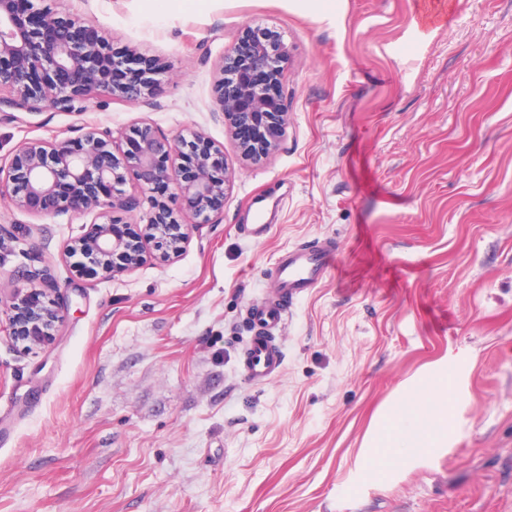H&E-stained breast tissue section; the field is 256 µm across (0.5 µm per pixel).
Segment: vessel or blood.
I'll use <instances>...</instances> for the list:
<instances>
[{"instance_id":"obj_1","label":"vessel or blood","mask_w":512,"mask_h":512,"mask_svg":"<svg viewBox=\"0 0 512 512\" xmlns=\"http://www.w3.org/2000/svg\"><path fill=\"white\" fill-rule=\"evenodd\" d=\"M335 254V242L326 238L294 246L278 257L273 267L280 289L278 297L248 309L252 334L246 341L242 361V375L247 382L261 385L278 373L283 364L278 334L293 302L326 279Z\"/></svg>"}]
</instances>
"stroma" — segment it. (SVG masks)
<instances>
[{"label":"stroma","instance_id":"35a3bbf8","mask_svg":"<svg viewBox=\"0 0 512 512\" xmlns=\"http://www.w3.org/2000/svg\"><path fill=\"white\" fill-rule=\"evenodd\" d=\"M89 0L116 52L170 65L159 108L101 96L76 115L0 112V162L77 125L224 149L219 223L134 271L76 275L86 217L0 203V292L47 270L65 318L38 346L0 307V512H512V0ZM280 33L290 123L241 158L214 111L225 49ZM270 224L261 239L242 225ZM334 238L326 280L282 328L284 362L241 374L275 259ZM448 376L441 447L382 456L372 432Z\"/></svg>","mask_w":512,"mask_h":512}]
</instances>
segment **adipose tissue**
<instances>
[{
	"label": "adipose tissue",
	"mask_w": 512,
	"mask_h": 512,
	"mask_svg": "<svg viewBox=\"0 0 512 512\" xmlns=\"http://www.w3.org/2000/svg\"><path fill=\"white\" fill-rule=\"evenodd\" d=\"M394 426L376 435L379 448H436L448 434V379H426L393 412Z\"/></svg>",
	"instance_id": "ef3b65f1"
}]
</instances>
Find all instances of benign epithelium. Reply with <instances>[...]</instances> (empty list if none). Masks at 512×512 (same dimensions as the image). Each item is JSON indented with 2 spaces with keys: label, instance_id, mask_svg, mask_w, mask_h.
<instances>
[{
  "label": "benign epithelium",
  "instance_id": "1",
  "mask_svg": "<svg viewBox=\"0 0 512 512\" xmlns=\"http://www.w3.org/2000/svg\"><path fill=\"white\" fill-rule=\"evenodd\" d=\"M287 58L279 34L251 28L220 58L215 112L247 159L273 154L288 126V101L265 90L281 85ZM166 69L155 60L117 79L102 28L79 9L61 12L34 0H0V108L80 114L101 92L158 108L156 75ZM78 132L62 141L28 142L0 163V200L17 210L35 217L96 216L86 233L66 242V256H89L110 277L137 268L147 244L164 257L175 256L194 226L218 223L215 215L232 177L223 148L200 135L169 138L148 122L117 134L87 126ZM160 185L174 186L193 222H180L168 202L155 196ZM116 211L143 214L144 236L120 233L112 219ZM24 279L27 287L12 289L10 296V334L37 345L63 321L65 307L57 289L46 287L45 273L30 270Z\"/></svg>",
  "mask_w": 512,
  "mask_h": 512
}]
</instances>
